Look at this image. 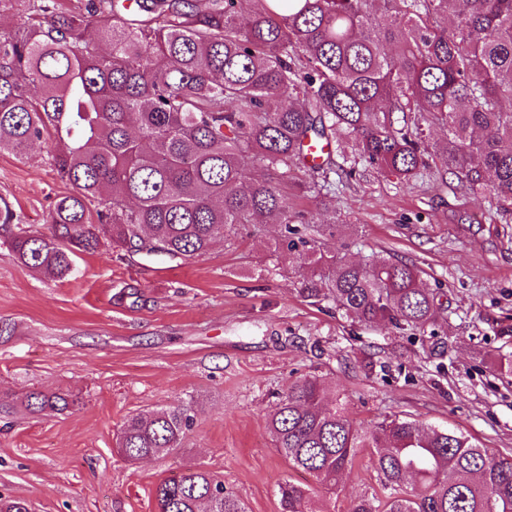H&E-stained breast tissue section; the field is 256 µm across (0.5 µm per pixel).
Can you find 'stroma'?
I'll list each match as a JSON object with an SVG mask.
<instances>
[{
  "label": "stroma",
  "mask_w": 512,
  "mask_h": 512,
  "mask_svg": "<svg viewBox=\"0 0 512 512\" xmlns=\"http://www.w3.org/2000/svg\"><path fill=\"white\" fill-rule=\"evenodd\" d=\"M71 186L45 149L0 152V199L20 228L48 233ZM355 224L329 247L361 263L376 255L417 265L444 321L433 334L368 329L299 293L296 252H274L280 228L256 224L189 263L106 248L77 253L65 279L20 267L0 245V399L33 389L77 397L76 410L0 418V497L33 512H156L154 489L173 470L223 478L249 512H280L287 481L314 488L312 512H348L377 491L360 449L335 494L274 448L267 418L290 384L317 376L372 428L388 416L439 426L512 453V214L454 186L399 185L367 173L336 197ZM189 406L180 449L128 464L117 454L126 418Z\"/></svg>",
  "instance_id": "obj_1"
}]
</instances>
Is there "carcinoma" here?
Masks as SVG:
<instances>
[{"instance_id":"cac0c4a2","label":"carcinoma","mask_w":512,"mask_h":512,"mask_svg":"<svg viewBox=\"0 0 512 512\" xmlns=\"http://www.w3.org/2000/svg\"><path fill=\"white\" fill-rule=\"evenodd\" d=\"M0 29V152L39 143L74 187L50 235L4 238L18 263L60 280L100 247L190 261L248 224H278L310 274L300 294L365 326L400 332L444 313L412 263L370 266L316 246L336 186L372 169L401 185L452 175L465 193L512 213V0H8ZM443 136L430 140L431 130ZM334 149L319 164L307 143ZM258 161L267 178L249 177ZM318 208L290 210L288 188ZM77 405L31 391L21 407ZM186 407L124 422L129 462L173 453ZM274 447L331 495L361 448L374 449L385 498L350 512H512V456L449 429L386 417L358 427L318 377L288 387L268 420ZM313 489L279 486L280 512H308ZM157 512H247L224 479L189 466L155 488Z\"/></svg>"}]
</instances>
